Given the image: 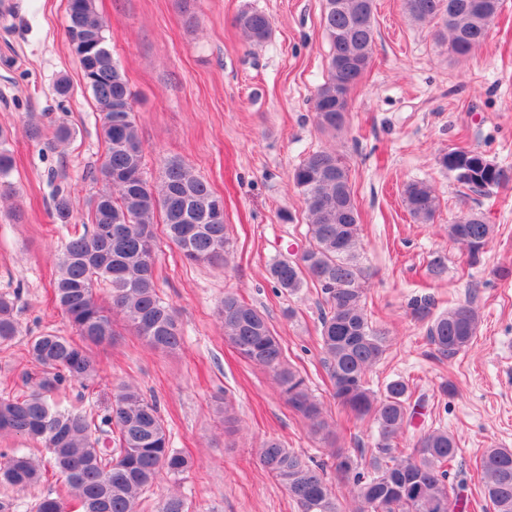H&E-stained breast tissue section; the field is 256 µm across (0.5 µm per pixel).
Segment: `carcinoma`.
<instances>
[{"label": "carcinoma", "instance_id": "1", "mask_svg": "<svg viewBox=\"0 0 512 512\" xmlns=\"http://www.w3.org/2000/svg\"><path fill=\"white\" fill-rule=\"evenodd\" d=\"M402 5L411 20L436 23L438 40L447 44L449 55L460 59L484 43L502 0H402ZM374 7V0H324L321 22L331 48L326 79L313 98L316 124L323 131L344 125L349 93L370 67ZM67 16L69 44L101 115L106 153L100 175L112 177V185L107 195L90 199V228L68 238L54 280L57 304L75 336L49 331L30 337L27 355L40 374L34 378L23 373V393L0 395V434L40 445L47 460L43 463L21 448H1L0 488H36L50 465L66 495L42 493L30 512H139L142 496L161 474L180 475L189 468L186 456L170 444L157 402L131 385L119 387L103 413L62 406L54 395L72 385L84 392L94 390L99 368L88 345L112 343L116 317L154 349L174 352L181 347L176 311L156 286V218L165 226L167 241L192 262L227 260L230 241L224 200L187 164H165L158 187L143 179V146L132 95L112 58L106 21L95 0H67ZM235 25L250 45L266 41L272 30L270 17L252 9L241 11ZM25 133L52 147L73 138L72 129L56 120L32 121ZM10 137L0 128V192L14 195ZM439 162L445 169L465 171L458 183L473 193L486 194L512 183V166L497 164L477 149L445 151ZM292 179L304 199L308 245L299 261L277 260L268 274L290 295L309 280L320 287L326 304L320 349L333 397L355 420L370 421L377 435L358 455L343 448L328 453L336 480L349 488L346 507L326 480L324 465H311L277 439L259 448V464L297 512H456L467 476L459 471L450 477L448 466L459 451L455 435L443 427L423 428L400 447L423 398L413 399L404 379L390 381L381 394L369 387L368 375L386 355L391 337L372 324L366 307L365 271L358 253L361 212L349 166L336 150L324 148L308 154L292 171ZM403 203L418 223H434L439 204L427 182L407 183ZM53 215L59 224L70 223L71 201L62 190L54 197ZM494 232L495 225L477 212L448 225L449 239L473 263ZM16 299L0 294V346L21 333ZM220 315L224 341L244 361L271 374L288 406L313 435H333L322 405L287 363L268 316L232 292L224 294ZM479 325V311L467 300L431 318L426 337L450 360L473 343ZM476 469L486 508L512 512V448L485 449Z\"/></svg>", "mask_w": 512, "mask_h": 512}]
</instances>
